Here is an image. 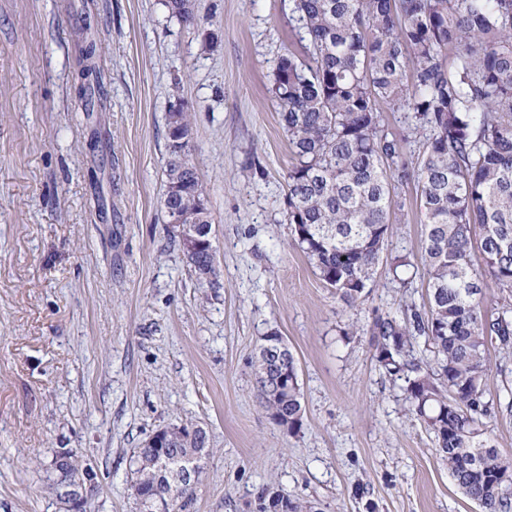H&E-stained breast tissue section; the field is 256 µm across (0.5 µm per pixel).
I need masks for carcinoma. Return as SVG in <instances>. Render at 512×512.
Here are the masks:
<instances>
[{"label":"carcinoma","instance_id":"carcinoma-1","mask_svg":"<svg viewBox=\"0 0 512 512\" xmlns=\"http://www.w3.org/2000/svg\"><path fill=\"white\" fill-rule=\"evenodd\" d=\"M299 42L280 58L273 91L288 138L291 166L284 223L314 272L352 306L366 295L404 209V187L415 185L424 216L423 276L429 305L407 320L375 317L368 329L374 358L404 382L409 411L433 434L448 474L484 512H512V459L492 444L486 419L501 407L488 389L487 352L495 344L512 353V0H293ZM172 15L197 22L193 0H165ZM78 92L100 82L97 45L75 43ZM454 67L448 68V56ZM404 113L420 161L412 166L385 130L384 110ZM181 143L167 128L165 210L181 213L201 236L211 233L210 212L190 160L191 128L181 107ZM480 263H474L473 249ZM184 256L203 283H217L215 252ZM500 293L484 306V280ZM423 340L430 358L411 357ZM277 366L259 351V392L273 422L295 433L303 405L291 351ZM163 441V471L155 449L142 446L132 494L140 506L162 496L172 512H190L196 488L169 471L209 454L201 428ZM65 483L101 485L97 468L69 451L61 463ZM260 512H304L270 489Z\"/></svg>","mask_w":512,"mask_h":512}]
</instances>
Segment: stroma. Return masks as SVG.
<instances>
[{"label":"stroma","mask_w":512,"mask_h":512,"mask_svg":"<svg viewBox=\"0 0 512 512\" xmlns=\"http://www.w3.org/2000/svg\"><path fill=\"white\" fill-rule=\"evenodd\" d=\"M0 0V512H64L56 454L101 472L86 512H140L129 462L172 424L205 429L194 512H259L271 487L312 512H482L448 474L403 383L351 323L424 309L414 188L389 241L411 277L346 305L283 224L290 165L273 93L299 50L293 0ZM101 45L83 108L74 32ZM181 104L212 221L198 281L162 205L166 117ZM292 352L303 426L260 403L257 352ZM210 248L205 247L196 252H183L187 262L193 268L197 278L203 283H209L214 285L217 283L218 273L216 267V252L212 245V251L209 252Z\"/></svg>","instance_id":"stroma-1"}]
</instances>
